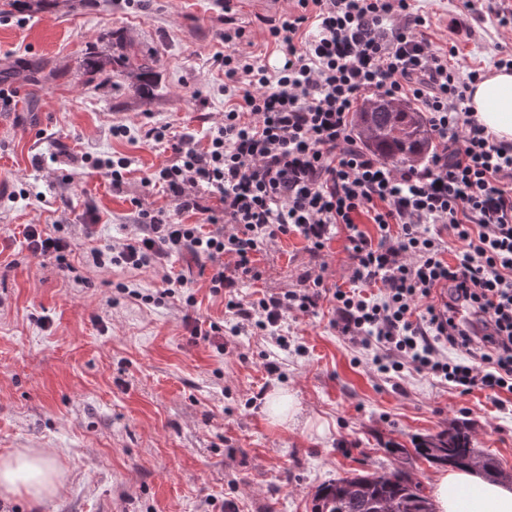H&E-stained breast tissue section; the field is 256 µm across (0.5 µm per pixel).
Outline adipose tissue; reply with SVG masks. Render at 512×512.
<instances>
[{
	"instance_id": "ef3b65f1",
	"label": "adipose tissue",
	"mask_w": 512,
	"mask_h": 512,
	"mask_svg": "<svg viewBox=\"0 0 512 512\" xmlns=\"http://www.w3.org/2000/svg\"><path fill=\"white\" fill-rule=\"evenodd\" d=\"M468 94L476 121L496 140L512 142V70L501 68L483 76ZM56 490V475L43 453L0 458V493L37 503ZM432 496L436 512H512V487L488 481L472 468L440 474Z\"/></svg>"
}]
</instances>
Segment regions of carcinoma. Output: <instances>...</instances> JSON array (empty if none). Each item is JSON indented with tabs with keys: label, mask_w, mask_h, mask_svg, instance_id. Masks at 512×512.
Listing matches in <instances>:
<instances>
[{
	"label": "carcinoma",
	"mask_w": 512,
	"mask_h": 512,
	"mask_svg": "<svg viewBox=\"0 0 512 512\" xmlns=\"http://www.w3.org/2000/svg\"><path fill=\"white\" fill-rule=\"evenodd\" d=\"M52 0H6L5 5L21 11L35 12ZM112 61L90 52L83 61L84 75L94 81H112ZM157 59L141 54L136 63L128 64L118 76L142 98L149 96L150 78ZM351 122L364 147L384 161L396 166L416 165L432 150V140L422 113L406 104L371 99L352 114ZM414 454L436 465L451 468H480L485 477L512 481L497 461L478 454L471 435L461 426L451 427L436 437L420 442ZM311 512H435L434 505L421 484L402 470L388 473L357 474L320 485L313 497Z\"/></svg>",
	"instance_id": "carcinoma-1"
}]
</instances>
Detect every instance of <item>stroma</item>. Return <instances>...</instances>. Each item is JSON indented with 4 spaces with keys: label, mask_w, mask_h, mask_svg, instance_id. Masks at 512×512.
I'll return each instance as SVG.
<instances>
[{
    "label": "stroma",
    "mask_w": 512,
    "mask_h": 512,
    "mask_svg": "<svg viewBox=\"0 0 512 512\" xmlns=\"http://www.w3.org/2000/svg\"><path fill=\"white\" fill-rule=\"evenodd\" d=\"M225 9L224 0H94L69 9L0 13V457L48 451L60 493L39 505L0 494V512H311L316 488L357 474L408 470L431 490L440 466L413 455L415 440L456 422L477 450L512 472V394L461 396L413 372L381 379L366 351L352 347L318 315L288 317L281 377L267 376L268 336L190 335L183 316L227 324L223 296L205 278L162 303L159 275L96 268L92 248L120 245L136 233L138 209L168 210L162 188L144 186L171 152L147 141L157 123L205 139L224 119L226 23L243 28L240 51L268 55V29L294 12ZM426 36L454 44L460 70L492 69L512 52V31L494 16L475 19L462 0H420ZM156 55V83L142 101L127 81L86 83L88 48L118 54L120 41ZM128 133L113 137L112 127ZM129 157L123 191L85 169L82 153ZM97 233L85 238L87 211ZM28 224H65L74 239L72 270L25 247ZM345 229L321 254L291 234L256 257L262 272L241 286L243 299L308 287H349ZM129 293L116 290V283ZM291 389L299 423L269 422L259 391ZM323 432L305 428V419Z\"/></svg>",
    "instance_id": "1"
}]
</instances>
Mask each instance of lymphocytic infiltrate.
I'll return each mask as SVG.
<instances>
[{"instance_id":"obj_1","label":"lymphocytic infiltrate","mask_w":512,"mask_h":512,"mask_svg":"<svg viewBox=\"0 0 512 512\" xmlns=\"http://www.w3.org/2000/svg\"><path fill=\"white\" fill-rule=\"evenodd\" d=\"M271 26L278 65L232 48L225 34L216 62L224 72V121L206 143L167 124L147 136L174 159L148 176L170 193L172 211L139 210L138 236L90 251L95 266L152 269L173 289L168 260L186 252L210 265L212 293L236 323L231 335L288 340L293 313H315L323 277L310 288L246 301L238 288L257 280L255 256L296 233L323 251L347 231L351 288L335 289L334 327L369 351L384 379L404 370L436 378L459 395L512 393V144L496 141L473 117L468 90L478 70L460 72L423 35L415 0H297ZM422 102L437 152L423 167L397 169L359 146L350 114L364 94ZM205 190L218 208L202 206ZM374 224L376 237L359 230ZM35 257L68 267L65 225H26ZM463 248L447 261L450 241ZM233 267H226L225 257Z\"/></svg>"}]
</instances>
